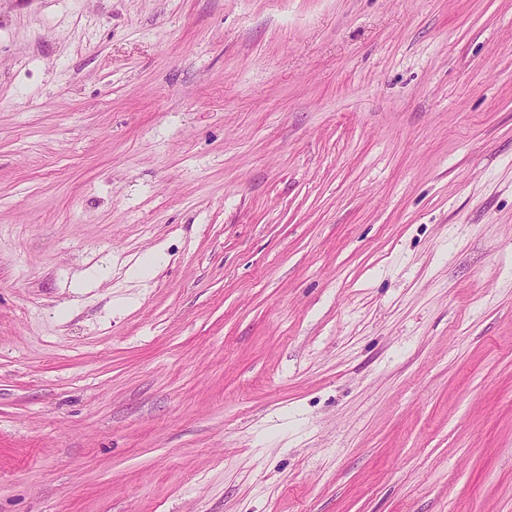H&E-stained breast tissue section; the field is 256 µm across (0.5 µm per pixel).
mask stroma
<instances>
[{"instance_id":"stroma-1","label":"stroma","mask_w":512,"mask_h":512,"mask_svg":"<svg viewBox=\"0 0 512 512\" xmlns=\"http://www.w3.org/2000/svg\"><path fill=\"white\" fill-rule=\"evenodd\" d=\"M0 512H512V0H0Z\"/></svg>"}]
</instances>
